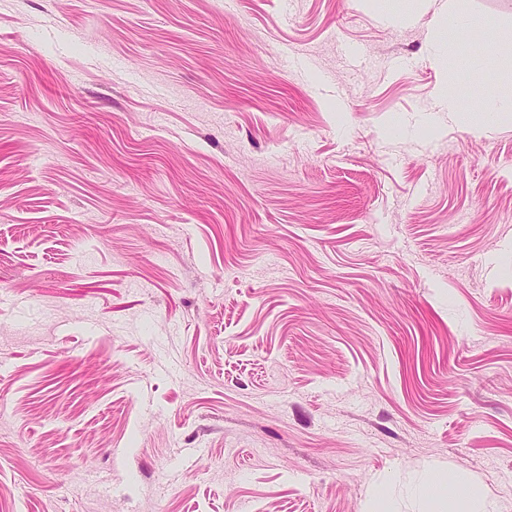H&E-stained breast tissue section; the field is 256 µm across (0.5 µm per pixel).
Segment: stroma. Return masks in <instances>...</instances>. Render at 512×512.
I'll use <instances>...</instances> for the list:
<instances>
[{
	"label": "stroma",
	"instance_id": "1",
	"mask_svg": "<svg viewBox=\"0 0 512 512\" xmlns=\"http://www.w3.org/2000/svg\"><path fill=\"white\" fill-rule=\"evenodd\" d=\"M400 2L0 0V512H512V0ZM448 470L437 468L421 495L430 506L448 502V512H495V504L484 487L468 477H455L448 488Z\"/></svg>",
	"mask_w": 512,
	"mask_h": 512
}]
</instances>
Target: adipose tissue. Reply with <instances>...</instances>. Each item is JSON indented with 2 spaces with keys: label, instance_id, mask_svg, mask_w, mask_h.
Returning a JSON list of instances; mask_svg holds the SVG:
<instances>
[{
  "label": "adipose tissue",
  "instance_id": "1",
  "mask_svg": "<svg viewBox=\"0 0 512 512\" xmlns=\"http://www.w3.org/2000/svg\"><path fill=\"white\" fill-rule=\"evenodd\" d=\"M429 504L447 502L448 512H495V504L484 487L468 477H450L447 469L434 471L421 491Z\"/></svg>",
  "mask_w": 512,
  "mask_h": 512
}]
</instances>
